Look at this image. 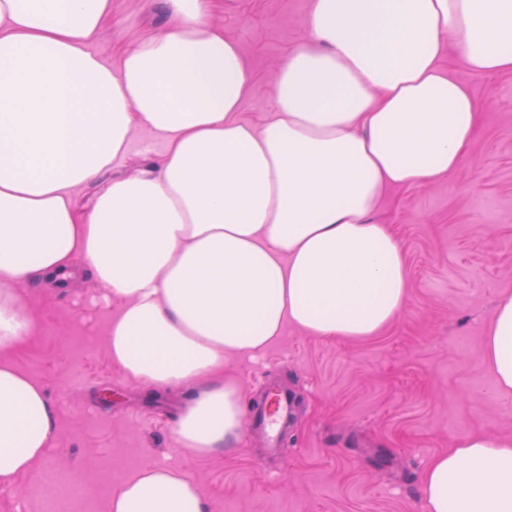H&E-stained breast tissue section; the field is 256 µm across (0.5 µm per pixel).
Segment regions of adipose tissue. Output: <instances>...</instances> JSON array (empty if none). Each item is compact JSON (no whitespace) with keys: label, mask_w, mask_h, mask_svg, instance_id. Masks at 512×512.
Segmentation results:
<instances>
[{"label":"adipose tissue","mask_w":512,"mask_h":512,"mask_svg":"<svg viewBox=\"0 0 512 512\" xmlns=\"http://www.w3.org/2000/svg\"><path fill=\"white\" fill-rule=\"evenodd\" d=\"M174 21L116 64L88 44L112 0H0V483L43 458L56 421L8 354L31 331L14 284H69L88 266L121 304L107 348L124 374L193 397L180 448L241 440L230 355H255L291 323L324 339L379 334L404 307L402 248L379 216L393 188L455 172L481 113L440 64L512 72V0H312L261 123L240 114L251 73L209 0H164ZM165 143L127 168L131 135ZM126 167L90 211L76 192ZM484 362L512 395V290L484 331ZM429 512H512V439L475 434L428 465ZM108 512H207L180 471L147 465Z\"/></svg>","instance_id":"obj_1"}]
</instances>
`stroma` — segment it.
Wrapping results in <instances>:
<instances>
[{
  "label": "stroma",
  "mask_w": 512,
  "mask_h": 512,
  "mask_svg": "<svg viewBox=\"0 0 512 512\" xmlns=\"http://www.w3.org/2000/svg\"><path fill=\"white\" fill-rule=\"evenodd\" d=\"M312 0H211V18L240 46L253 81L241 112L261 122L279 65L307 34ZM161 6L112 0L88 50L109 64L138 38L165 30ZM443 65L482 113L470 155L448 177L392 189L381 215L410 272L407 302L381 333L329 340L285 325L266 349L225 361L244 406L275 382L293 395L280 455L244 432L233 450L198 456L174 428L188 402L128 378L107 335L120 305L80 268L65 288L16 284L32 332L10 355L42 386L57 433L45 456L0 484V512H106L112 489L149 463L186 474L209 512H427L430 462L477 433L512 437V397L483 360L499 294L512 289V74ZM82 489L69 494L68 483Z\"/></svg>",
  "instance_id": "35a3bbf8"
}]
</instances>
